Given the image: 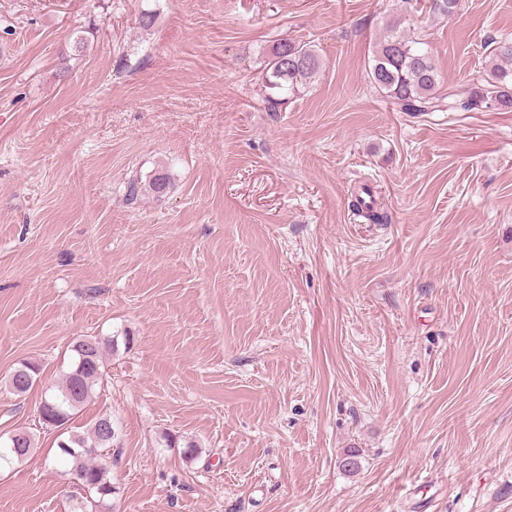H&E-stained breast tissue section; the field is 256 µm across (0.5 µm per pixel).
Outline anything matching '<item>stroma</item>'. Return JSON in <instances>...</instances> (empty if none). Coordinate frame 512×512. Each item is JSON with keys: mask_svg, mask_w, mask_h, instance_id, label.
<instances>
[{"mask_svg": "<svg viewBox=\"0 0 512 512\" xmlns=\"http://www.w3.org/2000/svg\"><path fill=\"white\" fill-rule=\"evenodd\" d=\"M397 18L447 84L512 36V0H0V512L83 510L39 417L80 336L130 341L70 422L119 433L111 512H512V112L394 111ZM283 37L323 69L272 112ZM172 186V177L166 168L157 169L143 182L140 178L132 179L127 185V195L131 200L137 199L142 193H151L155 196H162ZM40 375V366L36 362L27 361L18 366L9 378V386L17 395L29 392ZM23 434V431H17L9 436V440L13 443V447L15 446L16 448H12L11 445L5 446L3 450L0 448V465H2V462L6 465H12L14 463L22 462L28 457L31 449L34 448L35 439L32 435L26 432L27 437L25 438V442L19 444L20 438Z\"/></svg>", "mask_w": 512, "mask_h": 512, "instance_id": "stroma-1", "label": "stroma"}]
</instances>
